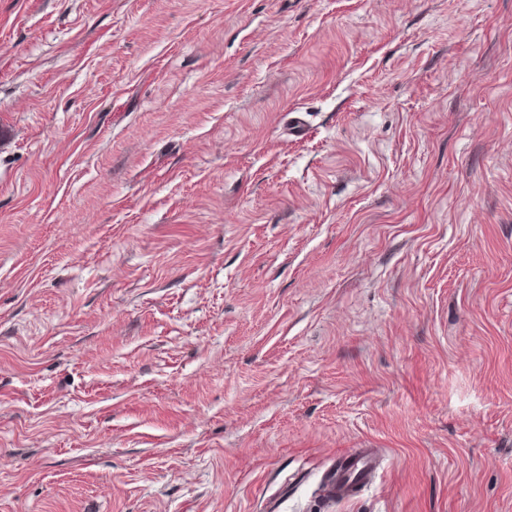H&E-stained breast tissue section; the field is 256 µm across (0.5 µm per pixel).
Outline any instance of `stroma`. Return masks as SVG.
<instances>
[{
	"label": "stroma",
	"mask_w": 512,
	"mask_h": 512,
	"mask_svg": "<svg viewBox=\"0 0 512 512\" xmlns=\"http://www.w3.org/2000/svg\"><path fill=\"white\" fill-rule=\"evenodd\" d=\"M0 512H512V0H0ZM336 465L324 477V487L332 498L347 500L372 484L380 469L376 448H356L336 456Z\"/></svg>",
	"instance_id": "stroma-1"
}]
</instances>
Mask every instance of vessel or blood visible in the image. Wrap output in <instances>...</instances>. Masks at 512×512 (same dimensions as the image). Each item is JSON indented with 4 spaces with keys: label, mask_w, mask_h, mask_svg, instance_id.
Returning <instances> with one entry per match:
<instances>
[{
    "label": "vessel or blood",
    "mask_w": 512,
    "mask_h": 512,
    "mask_svg": "<svg viewBox=\"0 0 512 512\" xmlns=\"http://www.w3.org/2000/svg\"><path fill=\"white\" fill-rule=\"evenodd\" d=\"M380 469L376 449L358 448L339 454L335 466L324 477V487L331 497L347 500L373 483Z\"/></svg>",
    "instance_id": "vessel-or-blood-1"
}]
</instances>
